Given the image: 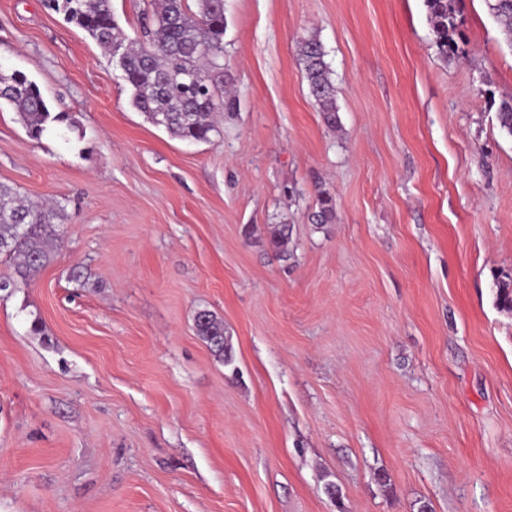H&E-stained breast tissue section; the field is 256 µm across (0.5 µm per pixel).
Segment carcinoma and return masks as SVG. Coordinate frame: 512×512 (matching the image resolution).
Here are the masks:
<instances>
[{
    "label": "carcinoma",
    "instance_id": "carcinoma-1",
    "mask_svg": "<svg viewBox=\"0 0 512 512\" xmlns=\"http://www.w3.org/2000/svg\"><path fill=\"white\" fill-rule=\"evenodd\" d=\"M189 11L186 0H149L144 12L143 37L131 40L112 13L111 0H45L46 6L64 14L105 52L117 58L132 104L156 126L190 143L210 141L216 113L235 108L236 98L224 90V0H196ZM436 45L444 54H456L459 25L453 0H425ZM512 42V0L489 4ZM310 95L331 127L337 123L335 87L322 44L314 37L299 43ZM17 112L29 137L40 139L51 116L38 87L20 70L0 69V102ZM500 128L512 137V99L501 102ZM60 202L24 200L13 187L0 183V256L13 260V272L0 277L5 291L14 279H33L61 246L57 220ZM499 309L512 312V285L496 291ZM198 336L219 359L228 358L224 325L209 311L195 319Z\"/></svg>",
    "mask_w": 512,
    "mask_h": 512
}]
</instances>
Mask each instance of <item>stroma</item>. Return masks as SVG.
Returning <instances> with one entry per match:
<instances>
[{
    "label": "stroma",
    "instance_id": "obj_1",
    "mask_svg": "<svg viewBox=\"0 0 512 512\" xmlns=\"http://www.w3.org/2000/svg\"><path fill=\"white\" fill-rule=\"evenodd\" d=\"M453 6L447 58L425 0H224L237 107L190 144L63 14L0 0V67L59 116L34 140L0 107V182L65 211L0 291V512H512V44ZM299 60L305 72L310 95L323 112L324 119L331 127L337 123L335 87L331 79V69L325 60L322 44L314 37L299 43ZM198 336L207 344L218 359H226L228 354L224 342V325L210 311H200L195 319Z\"/></svg>",
    "mask_w": 512,
    "mask_h": 512
}]
</instances>
